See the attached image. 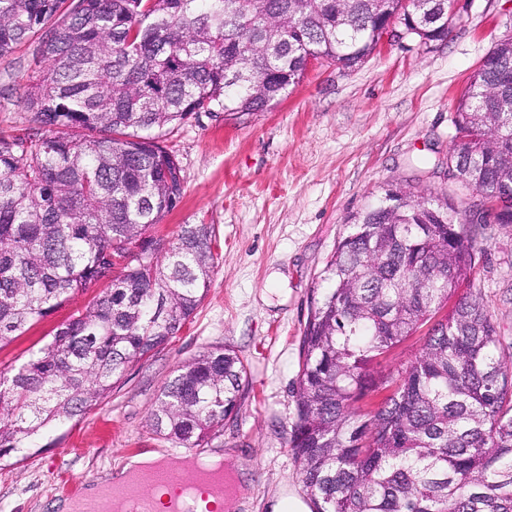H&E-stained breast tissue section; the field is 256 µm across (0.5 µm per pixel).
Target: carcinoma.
<instances>
[{"label": "carcinoma", "mask_w": 512, "mask_h": 512, "mask_svg": "<svg viewBox=\"0 0 512 512\" xmlns=\"http://www.w3.org/2000/svg\"><path fill=\"white\" fill-rule=\"evenodd\" d=\"M450 4L0 0V57L35 41L46 65L27 84L30 127L0 136V341L106 282L0 371V461L38 451L37 438L101 403L204 300L213 225L152 233L184 192L166 132L201 112H263L312 60L353 68L393 20L426 45L443 41L458 20ZM455 126L448 175L512 220V37L471 76ZM347 228L300 341L289 447L315 512H512V367L469 290L474 225L446 195L391 184ZM426 324L396 370L375 369ZM245 374L235 351H199L161 388L152 431L203 446Z\"/></svg>", "instance_id": "obj_1"}]
</instances>
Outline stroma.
Listing matches in <instances>:
<instances>
[{"label": "stroma", "mask_w": 512, "mask_h": 512, "mask_svg": "<svg viewBox=\"0 0 512 512\" xmlns=\"http://www.w3.org/2000/svg\"><path fill=\"white\" fill-rule=\"evenodd\" d=\"M510 34L512 0H471L445 41L383 39L355 68L314 63L267 111L203 112L168 134L184 194L156 231L168 239L183 224L214 225L208 293L192 320L133 364L100 405L40 438L39 452L0 466V512H56L68 495L62 475L89 484L139 451L172 459L173 445L151 430L148 415L177 366L209 345L234 350L246 376L236 410L201 455L239 464L243 512H269L283 492L309 500L288 441L312 290L349 216L387 185L448 193L466 212L481 203L448 178V149L471 75ZM43 68L29 43L0 58V134L27 128L24 91ZM474 265V288L499 327L503 358L512 360V224L482 227ZM101 290L90 286L0 342V371L26 361Z\"/></svg>", "instance_id": "1"}]
</instances>
